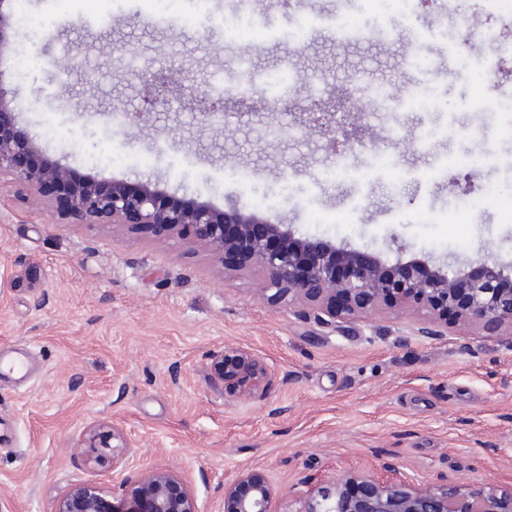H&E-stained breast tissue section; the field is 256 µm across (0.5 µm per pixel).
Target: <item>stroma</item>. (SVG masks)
Masks as SVG:
<instances>
[{
    "label": "stroma",
    "mask_w": 512,
    "mask_h": 512,
    "mask_svg": "<svg viewBox=\"0 0 512 512\" xmlns=\"http://www.w3.org/2000/svg\"><path fill=\"white\" fill-rule=\"evenodd\" d=\"M324 26L298 32L295 0H255L248 33L234 35V0H5L1 10L47 19L32 33L14 27L0 53V81L25 101L19 123L43 157L77 176L151 182L166 194L224 207L228 201L296 236L379 254L429 256L452 267L479 254L512 265V195L478 203L508 176L512 83L483 93L484 48L469 37L480 0H454L440 25L420 0L414 15L381 13L372 0H310ZM387 28L392 39L339 45L336 15ZM157 16L171 17L167 26ZM83 68L61 70L62 46ZM451 76H409L412 50ZM36 64L11 65L18 51ZM154 61L172 82L195 78L209 96L216 73L288 70L286 96L358 70L394 101L411 82L431 89L426 112L367 117L363 135L379 150L328 154L317 135L276 136L248 111L262 95L240 86L223 126L204 127L188 101L146 112L140 79L115 71L119 54ZM143 113L119 126L108 111ZM259 269L224 272L208 256L97 224H61L0 186V360L30 350L27 373L0 370V512H53L76 484L112 491L127 473L173 469L191 482L200 512H224V480L264 471L277 490L274 512L338 473L382 472L428 483L478 486L512 481V353L476 330L418 337L419 315L383 311L319 324L259 299ZM252 349L276 370L272 390L228 404L205 365L210 353ZM107 420L135 446L125 466H87L74 447Z\"/></svg>",
    "instance_id": "stroma-1"
}]
</instances>
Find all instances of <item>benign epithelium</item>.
<instances>
[{"label": "benign epithelium", "instance_id": "1", "mask_svg": "<svg viewBox=\"0 0 512 512\" xmlns=\"http://www.w3.org/2000/svg\"><path fill=\"white\" fill-rule=\"evenodd\" d=\"M149 88L152 109L169 104L167 76L149 61L140 66ZM327 99L298 96L272 108L274 112L302 109L307 128L337 148L334 88ZM23 102L0 81V180L7 177L26 195L50 208L67 224L123 226L162 242L206 252L224 269L249 266L262 270L258 297L288 303L295 313L322 324L353 320L381 307L424 311L429 320L418 329L428 339L448 335V319L498 339L512 351V272L495 262L476 259V272L449 271L430 265L425 257L388 264L373 253L297 238L286 224L261 220L235 204L223 209L197 199L167 198L154 184L131 186L93 177L73 180L71 170L50 159H39L40 147L18 125ZM205 127L224 119L221 99L196 104ZM212 384L231 402L264 395L274 384V372L260 355L244 347L226 346L208 357ZM133 447L122 429L99 422L82 435L77 455L88 465L112 459L122 464ZM275 489L257 470L241 471L224 482V512H272ZM296 512H512V483H488L479 488L455 483L382 479L368 472L335 477L315 495L298 497ZM53 512H199L190 481L178 472L143 468L124 477L112 493L95 484L74 485L56 500Z\"/></svg>", "mask_w": 512, "mask_h": 512}]
</instances>
